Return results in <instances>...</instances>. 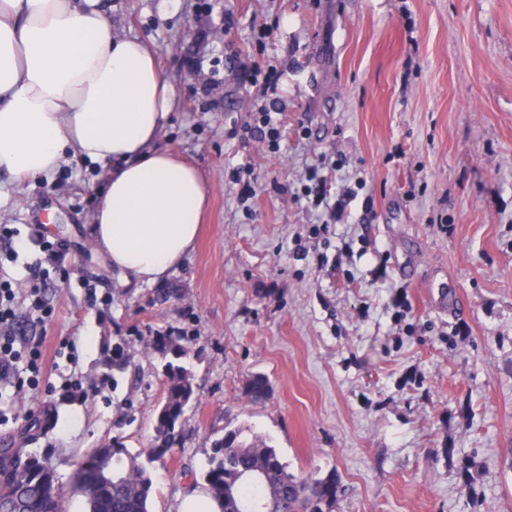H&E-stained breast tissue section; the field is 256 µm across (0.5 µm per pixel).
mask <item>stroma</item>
I'll return each instance as SVG.
<instances>
[{
	"mask_svg": "<svg viewBox=\"0 0 512 512\" xmlns=\"http://www.w3.org/2000/svg\"><path fill=\"white\" fill-rule=\"evenodd\" d=\"M105 2L113 34L144 39L173 85L159 144L203 173L209 206L195 248L147 284L93 242L101 165L0 172V276L44 290L51 319L22 305L18 327L40 337L55 387H0V446L49 457L66 512H85L72 453L110 439L147 452L164 384L149 341L170 331L199 396L151 466V512L199 496L212 441L238 427L289 472L336 473L334 512H512V0ZM256 20L271 29L260 45ZM270 64L288 109L276 153L247 129ZM312 167L336 210L302 197ZM441 282L456 310L436 307ZM258 373L262 404L244 394ZM68 378L90 396L63 392ZM39 412L49 423L29 428ZM245 395L253 403H263L269 400L271 386L268 379L262 374L253 375L244 386Z\"/></svg>",
	"mask_w": 512,
	"mask_h": 512,
	"instance_id": "obj_1",
	"label": "stroma"
}]
</instances>
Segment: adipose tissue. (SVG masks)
Here are the masks:
<instances>
[{
    "label": "adipose tissue",
    "mask_w": 512,
    "mask_h": 512,
    "mask_svg": "<svg viewBox=\"0 0 512 512\" xmlns=\"http://www.w3.org/2000/svg\"><path fill=\"white\" fill-rule=\"evenodd\" d=\"M175 90L150 47L113 35L98 0H0V171L53 175L67 155L110 164L93 240L156 283L193 247L205 179L158 140Z\"/></svg>",
    "instance_id": "obj_1"
}]
</instances>
